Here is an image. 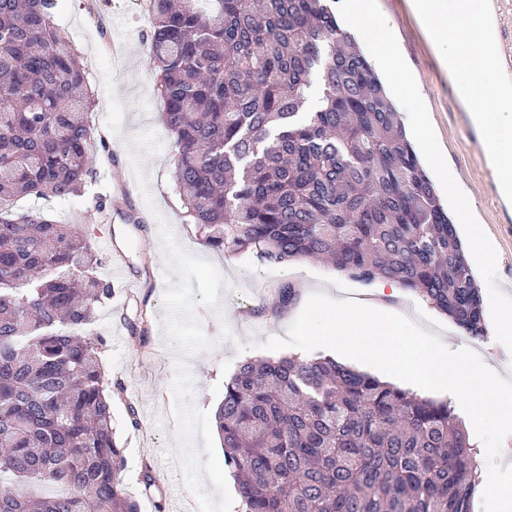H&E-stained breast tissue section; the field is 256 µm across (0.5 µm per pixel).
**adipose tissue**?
<instances>
[{"mask_svg": "<svg viewBox=\"0 0 512 512\" xmlns=\"http://www.w3.org/2000/svg\"><path fill=\"white\" fill-rule=\"evenodd\" d=\"M342 2L346 26L364 39L375 65L408 89V110L423 148L431 160H438L439 144L427 127L421 100L412 92L414 81L398 54L394 25L379 13L376 0ZM416 10L436 35L462 96L477 103L485 149L498 166L503 192L511 193L512 91L502 87L497 60L489 48L485 0H417ZM375 294L372 300L338 298L335 306L320 309L304 321L305 333L323 344L356 349L361 357L383 363L422 389L473 396L470 418L492 416L512 424V388L477 373L463 357L450 355L443 342L405 337L397 326L398 313L389 304L398 294L395 282L377 280Z\"/></svg>", "mask_w": 512, "mask_h": 512, "instance_id": "adipose-tissue-1", "label": "adipose tissue"}]
</instances>
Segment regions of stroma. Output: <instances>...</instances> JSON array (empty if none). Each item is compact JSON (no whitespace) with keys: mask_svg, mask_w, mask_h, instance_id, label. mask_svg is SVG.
I'll use <instances>...</instances> for the list:
<instances>
[{"mask_svg":"<svg viewBox=\"0 0 512 512\" xmlns=\"http://www.w3.org/2000/svg\"><path fill=\"white\" fill-rule=\"evenodd\" d=\"M142 5L143 0H59L55 21L69 34L92 91L86 112L93 132L89 150L95 156L94 172L84 194L69 202L58 205L24 198L16 207L53 214L61 223L80 225L90 237L99 225L110 226L112 253L103 256L100 272L110 279L114 294L88 331L105 339L101 363L106 377L116 384L111 394L112 427L124 449L122 479L127 492L138 498L141 512H199L177 466L163 457L164 449L175 446L177 439L170 387L176 360L182 357L187 362L194 405L215 412L224 399L225 381L241 362L327 353V346L313 344L291 321L288 309L277 307L281 284L291 283L298 302L310 310L329 306L339 296L369 298L373 286L316 259L264 264L249 254L213 250L202 243L194 225L182 222V201L173 184L176 147L162 121L164 105L156 94V73L148 59L150 19ZM379 6L400 34L405 62L416 77L417 92L429 107L441 144L442 164L455 177L459 192L473 196L483 229L495 245L494 279L479 283L484 304L512 306V204L503 200L480 129L407 0H379ZM492 11L500 77L512 84V0H492ZM116 19L121 22L117 32L112 29ZM145 129L156 131L162 147L142 157L147 178L142 189L134 176L130 141ZM147 192L154 208L144 202ZM102 199L111 201V211H98ZM163 220L186 251L217 265L228 282L219 292L221 313L203 306L197 310L204 332L217 342L212 350L181 356L163 331L166 282L159 240ZM115 256L123 263L118 278L109 268ZM401 301L405 325L420 340L437 339L461 349L474 364H489L498 383L512 385V337L497 335L492 319L484 321V338L472 339L414 294L402 292ZM132 320L139 322L142 339L132 338L128 326ZM132 409L139 420L135 426L128 416ZM466 428L476 439L505 440L508 453L487 447L481 457L501 485L512 487V425L476 420ZM146 461L156 479L150 497L144 495L140 482Z\"/></svg>","mask_w":512,"mask_h":512,"instance_id":"35a3bbf8","label":"stroma"}]
</instances>
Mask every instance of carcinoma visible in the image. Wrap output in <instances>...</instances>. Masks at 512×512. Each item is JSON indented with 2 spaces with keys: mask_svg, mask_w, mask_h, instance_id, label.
Instances as JSON below:
<instances>
[{
  "mask_svg": "<svg viewBox=\"0 0 512 512\" xmlns=\"http://www.w3.org/2000/svg\"><path fill=\"white\" fill-rule=\"evenodd\" d=\"M57 2L0 0V512H140L105 340L85 331L112 298L101 258L72 225L14 209L68 201L93 173L88 87ZM331 2L148 0L181 219L214 249L390 279L482 338L454 224ZM215 421L243 512H473L477 450L450 402L331 356L243 362Z\"/></svg>",
  "mask_w": 512,
  "mask_h": 512,
  "instance_id": "carcinoma-1",
  "label": "carcinoma"
}]
</instances>
